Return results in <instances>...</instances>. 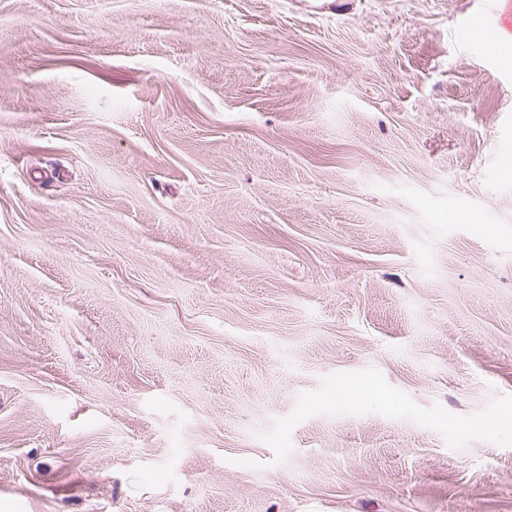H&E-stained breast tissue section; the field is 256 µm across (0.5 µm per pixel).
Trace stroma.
Instances as JSON below:
<instances>
[{
	"instance_id": "stroma-1",
	"label": "stroma",
	"mask_w": 512,
	"mask_h": 512,
	"mask_svg": "<svg viewBox=\"0 0 512 512\" xmlns=\"http://www.w3.org/2000/svg\"><path fill=\"white\" fill-rule=\"evenodd\" d=\"M498 0H0V512H512ZM471 36L476 41L486 43L492 52L512 57V35L506 32L489 35L482 27L477 26L472 30Z\"/></svg>"
}]
</instances>
